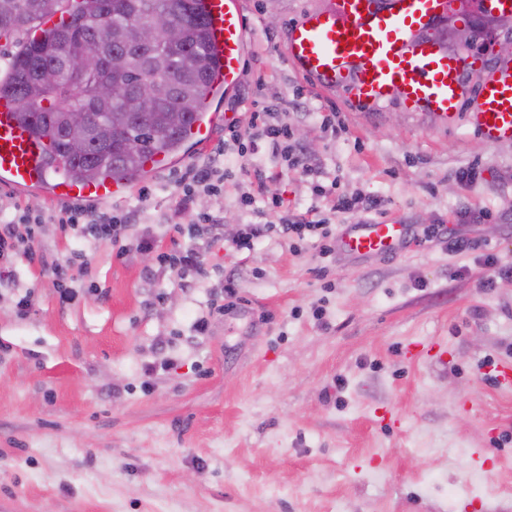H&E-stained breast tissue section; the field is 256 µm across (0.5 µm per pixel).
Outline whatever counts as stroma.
I'll use <instances>...</instances> for the list:
<instances>
[{"label": "stroma", "instance_id": "35a3bbf8", "mask_svg": "<svg viewBox=\"0 0 512 512\" xmlns=\"http://www.w3.org/2000/svg\"><path fill=\"white\" fill-rule=\"evenodd\" d=\"M243 2V77L208 97L221 115L209 142H186L166 170L106 203L128 217L131 235L152 233L159 251L194 245L207 276L177 275L158 251L120 256L76 239L54 223L64 204L52 191L0 181L1 214L43 217L45 261L80 251L92 260L67 301L42 263L11 260L13 280L0 283V505L512 512V390L485 370L490 359L512 362V278L480 286L484 254L512 264V141L480 136L465 105L443 126L318 88L288 64L284 44L290 23L321 0ZM266 107L313 174L264 143L252 155L224 152L226 132ZM218 152L222 192L197 193L193 210L175 216L180 173ZM260 173L277 174L287 211L268 209ZM316 183L382 204L342 216L313 193ZM200 211L223 215V240L194 230ZM296 214L339 231L400 222L418 240L367 259H322L314 242L276 237L240 253L229 246L243 225ZM444 225L473 249H451Z\"/></svg>", "mask_w": 512, "mask_h": 512}]
</instances>
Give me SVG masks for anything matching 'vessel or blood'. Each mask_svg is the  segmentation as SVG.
Returning a JSON list of instances; mask_svg holds the SVG:
<instances>
[{"mask_svg": "<svg viewBox=\"0 0 512 512\" xmlns=\"http://www.w3.org/2000/svg\"><path fill=\"white\" fill-rule=\"evenodd\" d=\"M202 8L220 59L212 86L232 91L241 81L247 38L240 0H202ZM447 40L448 0H327L290 26L285 55L317 86L344 90L369 108L394 102L403 111L448 121L462 101H470L472 124L486 140H512V64H496L478 91H471L472 54L449 49ZM16 109L10 96L0 94V180L36 188L46 179V143L17 120ZM128 190L107 178L78 184L63 177L54 187L59 199L100 202ZM410 241L408 225L369 222L347 228L337 247L372 257L398 253Z\"/></svg>", "mask_w": 512, "mask_h": 512, "instance_id": "vessel-or-blood-1", "label": "vessel or blood"}]
</instances>
